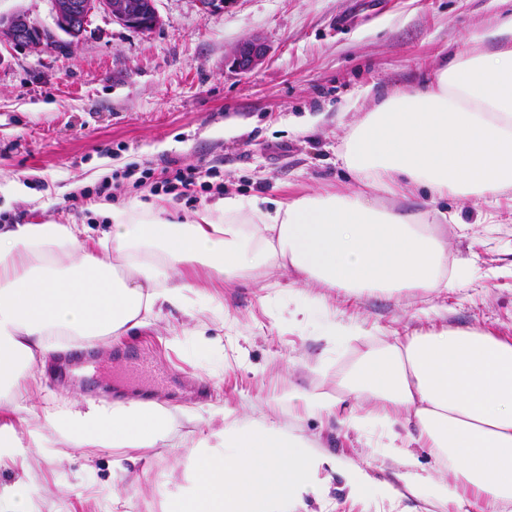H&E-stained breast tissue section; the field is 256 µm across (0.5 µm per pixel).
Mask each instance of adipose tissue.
Instances as JSON below:
<instances>
[{
    "mask_svg": "<svg viewBox=\"0 0 512 512\" xmlns=\"http://www.w3.org/2000/svg\"><path fill=\"white\" fill-rule=\"evenodd\" d=\"M494 36L477 54L444 57L425 88L387 97L358 119L343 162L361 190L278 199L268 209L229 196L223 218L182 224L161 203L145 218L112 206L97 238L83 224L0 226V469L22 453L12 415L36 364L182 304L193 288L186 269L203 267L227 286L258 268L290 270L306 286L354 295L455 287L448 244L434 232L448 214L435 202L512 189V16ZM371 189H422L431 206L383 209ZM342 386L375 398L373 411L343 423L378 429L379 446L407 469L405 493L459 504L469 492L478 512L512 506V337L416 333L363 352ZM173 422L171 409L131 400L44 412L29 438L45 447L51 428L74 448H163ZM408 439L445 461V474H420ZM331 464L278 423L228 420L198 442L188 483L168 495L164 512H291Z\"/></svg>",
    "mask_w": 512,
    "mask_h": 512,
    "instance_id": "adipose-tissue-1",
    "label": "adipose tissue"
}]
</instances>
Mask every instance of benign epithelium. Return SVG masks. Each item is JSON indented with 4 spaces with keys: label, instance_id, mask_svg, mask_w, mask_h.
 I'll return each instance as SVG.
<instances>
[{
    "label": "benign epithelium",
    "instance_id": "benign-epithelium-1",
    "mask_svg": "<svg viewBox=\"0 0 512 512\" xmlns=\"http://www.w3.org/2000/svg\"><path fill=\"white\" fill-rule=\"evenodd\" d=\"M54 26L37 24L29 15L15 11L0 13V42L7 41L31 51H41L61 42L60 35L69 43L78 42L92 14L103 11L112 21L127 28L150 32L160 26L161 19L156 0H50ZM268 47L262 37L251 35L238 42L230 52L228 62L243 74L262 65Z\"/></svg>",
    "mask_w": 512,
    "mask_h": 512
}]
</instances>
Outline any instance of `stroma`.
<instances>
[{
	"label": "stroma",
	"mask_w": 512,
	"mask_h": 512,
	"mask_svg": "<svg viewBox=\"0 0 512 512\" xmlns=\"http://www.w3.org/2000/svg\"><path fill=\"white\" fill-rule=\"evenodd\" d=\"M156 7L161 24L151 32L98 12L74 48L0 45L1 219L94 228L104 222L100 205L146 216L162 200L169 220L184 223L227 196L358 189L339 159L356 118L378 99L424 87L445 54L480 51L478 36L512 14V0H237L209 15L196 0ZM255 34L269 54L245 75L226 59ZM176 168L193 170V186L153 191ZM438 207L461 218L437 231L463 279L392 296L324 289L337 320L365 332L350 344L328 345L318 313L290 321L289 310L315 293L295 274L259 272L224 286L199 268L183 306L166 307L121 340H86L50 358L17 411L21 442L45 411L136 399L173 410L178 445L73 448L49 430L46 447L27 445L24 465L0 470V488L22 484L40 512H163L186 482L194 445L230 415L287 426L335 459L317 481L324 494L306 496L307 512H476L469 501L384 499L380 485L402 487L403 465L339 422L373 404L340 388L366 347L444 326L512 336V199L451 197ZM212 294L223 298L224 318L207 311ZM143 351L172 370L166 386L126 378L116 363L118 353ZM84 352L111 366V395L87 393L72 366ZM294 391L341 403L336 415L308 414L289 405ZM351 464L377 482L360 498L345 486Z\"/></svg>",
	"instance_id": "35a3bbf8"
}]
</instances>
